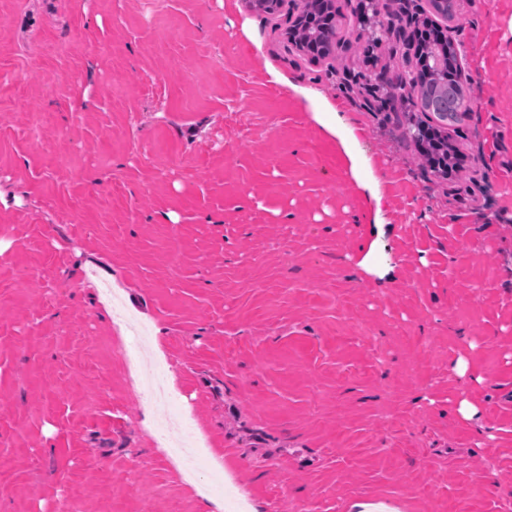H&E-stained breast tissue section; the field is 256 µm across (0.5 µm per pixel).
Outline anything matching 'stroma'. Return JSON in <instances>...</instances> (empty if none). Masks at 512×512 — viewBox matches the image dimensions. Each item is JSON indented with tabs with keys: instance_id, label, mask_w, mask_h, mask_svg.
<instances>
[{
	"instance_id": "obj_1",
	"label": "stroma",
	"mask_w": 512,
	"mask_h": 512,
	"mask_svg": "<svg viewBox=\"0 0 512 512\" xmlns=\"http://www.w3.org/2000/svg\"><path fill=\"white\" fill-rule=\"evenodd\" d=\"M338 4L312 62L248 0H0V512H204L226 453L258 512L512 506V0L448 24V178L404 136L436 117L376 101L409 21L381 0L374 43Z\"/></svg>"
}]
</instances>
